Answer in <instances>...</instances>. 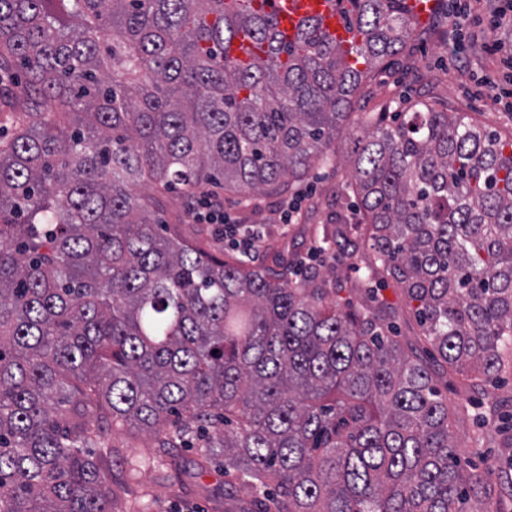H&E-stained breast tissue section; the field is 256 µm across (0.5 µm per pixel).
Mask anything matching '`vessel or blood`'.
Here are the masks:
<instances>
[{"label": "vessel or blood", "instance_id": "b4317fda", "mask_svg": "<svg viewBox=\"0 0 512 512\" xmlns=\"http://www.w3.org/2000/svg\"><path fill=\"white\" fill-rule=\"evenodd\" d=\"M255 11H274L278 30L284 43H294L302 19L314 18L320 30L331 41L349 46L356 38L355 32L344 21L337 0H250Z\"/></svg>", "mask_w": 512, "mask_h": 512}]
</instances>
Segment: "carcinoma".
<instances>
[{"label":"carcinoma","instance_id":"1","mask_svg":"<svg viewBox=\"0 0 512 512\" xmlns=\"http://www.w3.org/2000/svg\"><path fill=\"white\" fill-rule=\"evenodd\" d=\"M348 2L357 63L303 21L234 0H0V512H135L146 461L106 440L117 420L151 458L200 441L257 492L254 512H467L448 401L385 330L301 257L224 259L219 233L157 223L141 181L246 200L297 195L372 68L415 40L404 0ZM251 33L247 63L224 44ZM347 183L370 279L403 285L448 366H512V139L423 102L369 116Z\"/></svg>","mask_w":512,"mask_h":512}]
</instances>
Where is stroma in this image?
I'll return each instance as SVG.
<instances>
[{
  "label": "stroma",
  "mask_w": 512,
  "mask_h": 512,
  "mask_svg": "<svg viewBox=\"0 0 512 512\" xmlns=\"http://www.w3.org/2000/svg\"><path fill=\"white\" fill-rule=\"evenodd\" d=\"M449 0H439L436 10L421 27L423 39L416 41L401 57L399 65L372 69L357 112H391L396 107L423 102L437 110H464L479 122L504 133H512V112L494 99V83L502 81L499 56L475 44L458 45L448 21ZM485 80L479 96L467 94L476 80ZM368 128L351 121L336 137L338 163L311 173L303 190L304 198L295 224L283 225L279 199L260 197L244 203L239 197L224 198L226 212L245 224H261L267 240L277 241L284 255L306 254L312 237L299 231L300 224L315 228L348 224L359 220L357 201L345 184L350 177L347 158L357 139ZM376 302L385 305L405 345L425 355L427 344L420 334L414 307L406 300L395 280L376 290ZM434 377L449 404L467 407V414L452 419L456 452L465 470H492L494 476L512 475V448L504 442L512 437V370L499 380L476 389L458 376L433 364ZM194 449H181L175 460L152 462L142 472L132 495L142 498L144 512H251L253 494L219 467L199 470Z\"/></svg>",
  "instance_id": "obj_1"
}]
</instances>
